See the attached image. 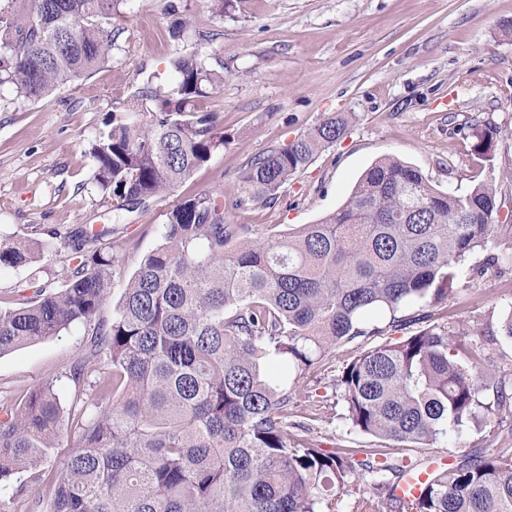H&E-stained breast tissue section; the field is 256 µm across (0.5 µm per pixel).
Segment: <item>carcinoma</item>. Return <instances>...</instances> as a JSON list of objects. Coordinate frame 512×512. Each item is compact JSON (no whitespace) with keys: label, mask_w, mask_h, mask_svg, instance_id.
<instances>
[{"label":"carcinoma","mask_w":512,"mask_h":512,"mask_svg":"<svg viewBox=\"0 0 512 512\" xmlns=\"http://www.w3.org/2000/svg\"><path fill=\"white\" fill-rule=\"evenodd\" d=\"M132 0H15L0 11V88L35 102L89 76L114 40L112 19ZM173 78L149 77L135 97L152 112H114L92 144L101 204L133 213L190 179L224 147L218 113L195 103L218 93L224 76L197 54L172 60ZM348 120L330 116L292 141L254 158L240 175V203L270 198L335 144ZM501 205L493 185L463 194L432 187L400 160L377 161L336 212L283 238L224 223V193L176 204L162 242L139 263L112 312L100 318L119 266L112 230L80 227L0 241V265L37 258L63 238L72 266L60 288L41 286L0 306V355L85 325V352L68 372L75 404L62 427L51 382L0 402V503L7 512H340L341 494L356 512H512V448L469 450L437 470L419 496L395 495L414 464L386 443L432 447L448 432L488 414L512 419V374L489 347L512 342V309L497 323L463 332L409 317L414 304L448 300L466 260L487 251L479 273L512 263L488 250ZM389 326L420 330L345 361L336 378L365 448L314 447L300 420L296 384L313 364ZM106 354L112 372L98 369ZM71 450L48 471L60 441ZM26 480H21V476ZM45 484L48 495L21 496Z\"/></svg>","instance_id":"carcinoma-1"}]
</instances>
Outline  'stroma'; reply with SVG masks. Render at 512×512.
I'll return each mask as SVG.
<instances>
[{
  "instance_id": "35a3bbf8",
  "label": "stroma",
  "mask_w": 512,
  "mask_h": 512,
  "mask_svg": "<svg viewBox=\"0 0 512 512\" xmlns=\"http://www.w3.org/2000/svg\"><path fill=\"white\" fill-rule=\"evenodd\" d=\"M168 0H136L113 21L109 61L82 80L30 102L0 88V240L26 239L40 224L60 231L116 223L125 248L102 310L111 318L128 278L160 241L171 209L223 191L224 220L262 236L319 222L347 201L363 173L393 156L436 189L497 190L512 214V0H183L188 31L171 38ZM196 53L224 76L219 94L199 101L218 113L224 147L183 185L113 220L100 204L87 150L112 113L125 111L151 72L169 76L176 54ZM334 114L349 117L344 138L323 149L275 198L238 204L239 176L252 158ZM494 132L484 156L477 132ZM63 241L23 266H0V305L34 285L63 282ZM476 253L433 323L456 330L512 308V271L477 276ZM82 324L0 356V400L54 382L63 410L75 402L66 373L85 348ZM356 345L306 370L298 386L325 402L311 435L321 448L368 446L333 398V382ZM512 447V421L467 423L434 448L394 445L399 456L455 462L474 448Z\"/></svg>"
}]
</instances>
